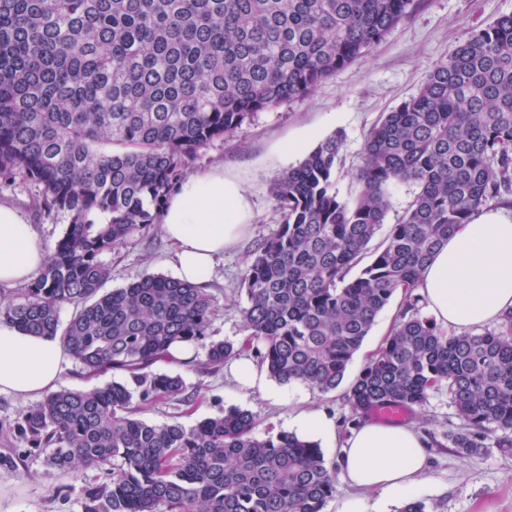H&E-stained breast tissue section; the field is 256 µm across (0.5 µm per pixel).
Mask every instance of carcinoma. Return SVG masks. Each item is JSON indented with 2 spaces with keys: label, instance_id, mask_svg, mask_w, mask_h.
<instances>
[{
  "label": "carcinoma",
  "instance_id": "obj_1",
  "mask_svg": "<svg viewBox=\"0 0 512 512\" xmlns=\"http://www.w3.org/2000/svg\"><path fill=\"white\" fill-rule=\"evenodd\" d=\"M413 3L0 0V185L29 180L39 207L71 215L39 274L0 301V321L60 337L88 376H125L52 392L22 417L47 466L105 474L84 483L83 512H323L336 468L318 443L259 437L240 407L192 427L138 417L143 404L189 400L181 375L154 371L172 343L202 345L211 369L237 349L207 340V289L146 274L104 292L99 255L160 223L200 149L365 58ZM342 147L325 138L274 186L279 230L240 275L247 342L278 382L328 393L396 299L345 394L352 415L411 413L444 389L463 421L446 434L457 453H481L496 431L511 451L512 313L449 336L420 316L416 288L457 225L512 194V15L472 31L371 129L350 203L335 188ZM399 183L417 187L413 204L366 263Z\"/></svg>",
  "mask_w": 512,
  "mask_h": 512
}]
</instances>
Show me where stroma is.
I'll use <instances>...</instances> for the list:
<instances>
[{
	"instance_id": "obj_1",
	"label": "stroma",
	"mask_w": 512,
	"mask_h": 512,
	"mask_svg": "<svg viewBox=\"0 0 512 512\" xmlns=\"http://www.w3.org/2000/svg\"><path fill=\"white\" fill-rule=\"evenodd\" d=\"M510 14L512 0H415L413 11L366 58L337 71L308 97L257 113L233 136L213 141L199 152L192 171L223 166L242 182L250 207L245 236L225 253L209 286L214 310L210 339L232 341L240 356H255L244 343L242 310L247 299L236 288L248 251L279 228L272 188L281 173L302 161L320 140L342 135L336 190L340 199L351 200L366 136L382 114L416 95L434 63L448 57L472 30ZM287 140L302 141V151L281 153L279 146ZM39 193L38 186L19 180L0 188V203L20 209L51 250L71 216L64 210L39 208L35 203ZM101 260L111 272L104 285L108 291L145 274H174L169 244L158 227L147 237H134L103 253ZM205 362L200 349L193 366L181 370L190 403L156 401L145 406L142 418L191 427L238 406L252 412L256 432L264 436L290 431L295 413L315 409L334 422L338 437H345L350 429L345 387L322 394L300 383L272 379L263 391L238 384L229 368L210 370ZM29 406V401L0 395V512H83L82 484L49 469L42 452L21 436V416ZM415 422L431 443L429 478L419 497L437 502L440 512H512V452L497 448L474 456L454 452L446 434L460 421L444 391L430 395Z\"/></svg>"
}]
</instances>
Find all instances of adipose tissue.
<instances>
[{
  "mask_svg": "<svg viewBox=\"0 0 512 512\" xmlns=\"http://www.w3.org/2000/svg\"><path fill=\"white\" fill-rule=\"evenodd\" d=\"M249 205L239 182L217 166L187 177L164 207L161 228L180 280L206 283L218 258L245 234ZM48 252L22 214L0 203V284L29 281ZM418 292L435 320L458 329L499 322L512 310V221L488 213L460 225L425 266ZM68 363L58 338L0 322V394L36 398L54 390ZM339 463L352 487L341 512H370L367 494L415 495L428 473L416 425L362 420Z\"/></svg>",
  "mask_w": 512,
  "mask_h": 512,
  "instance_id": "ef3b65f1",
  "label": "adipose tissue"
}]
</instances>
